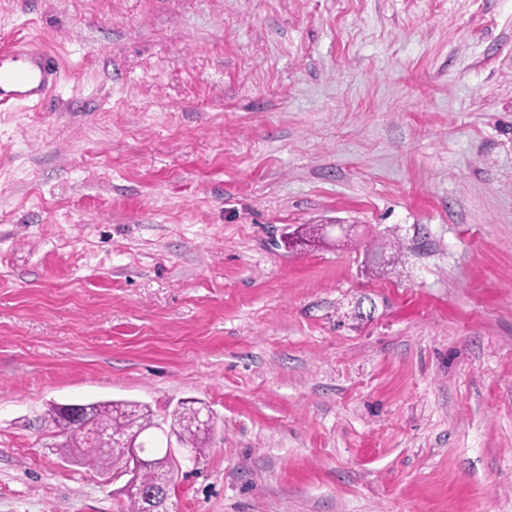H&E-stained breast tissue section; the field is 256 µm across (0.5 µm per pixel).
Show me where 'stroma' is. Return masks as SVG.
<instances>
[{"instance_id": "stroma-1", "label": "stroma", "mask_w": 512, "mask_h": 512, "mask_svg": "<svg viewBox=\"0 0 512 512\" xmlns=\"http://www.w3.org/2000/svg\"><path fill=\"white\" fill-rule=\"evenodd\" d=\"M0 512H125L53 404L212 412L168 512H512V0H0ZM58 75L53 55L40 49H14L0 54V112L17 103L41 105Z\"/></svg>"}]
</instances>
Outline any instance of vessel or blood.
I'll list each match as a JSON object with an SVG mask.
<instances>
[{
    "label": "vessel or blood",
    "instance_id": "obj_1",
    "mask_svg": "<svg viewBox=\"0 0 512 512\" xmlns=\"http://www.w3.org/2000/svg\"><path fill=\"white\" fill-rule=\"evenodd\" d=\"M58 75L53 55L40 49L0 53V110L25 102L41 105Z\"/></svg>",
    "mask_w": 512,
    "mask_h": 512
}]
</instances>
